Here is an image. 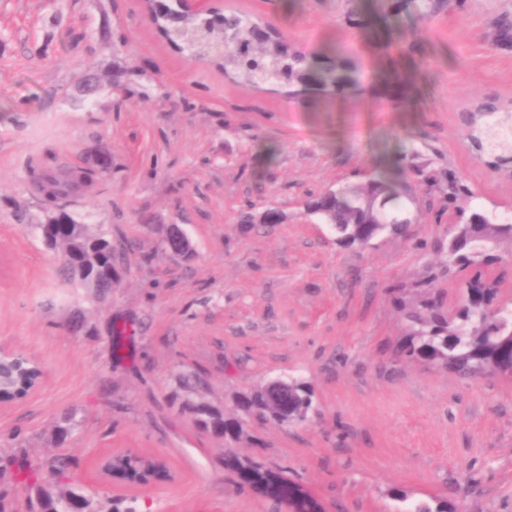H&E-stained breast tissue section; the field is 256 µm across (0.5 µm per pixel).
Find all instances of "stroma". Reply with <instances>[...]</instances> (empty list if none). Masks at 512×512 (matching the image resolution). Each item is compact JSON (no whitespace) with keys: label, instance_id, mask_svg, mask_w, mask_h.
Returning a JSON list of instances; mask_svg holds the SVG:
<instances>
[{"label":"stroma","instance_id":"1","mask_svg":"<svg viewBox=\"0 0 512 512\" xmlns=\"http://www.w3.org/2000/svg\"><path fill=\"white\" fill-rule=\"evenodd\" d=\"M274 24L315 60L337 54L357 89L291 98L255 90L173 50L142 0H0V347L38 362L41 385L0 404V512H31L16 461L43 468L62 455L73 485L137 512H288L224 468L222 437L181 408L184 372L227 416L240 394L277 378L314 390L299 424L246 420L233 448L298 479L326 512H394L399 487L417 500L451 496L462 512H512V378H464L398 354L407 299L446 252L451 211L439 195L416 205L403 235L365 248L337 243L307 215L310 197L358 184L375 164L467 181L476 205L512 215V177L487 169L460 115L472 102L512 100V49L493 47L512 0H448L430 20H392L393 0H213ZM414 63L406 98L386 92L388 42ZM94 64L93 100L75 79ZM131 69L126 90L106 82ZM274 144V159L261 143ZM112 157L110 175L64 202L75 220L112 235V291L98 298L63 270L35 225L42 196L31 170ZM273 206L280 224H246ZM31 221L17 223L18 212ZM191 261L165 251L171 225ZM127 326L120 354L113 323ZM76 413L73 435L53 427ZM164 458L171 482L104 485L106 451ZM50 480V473L42 475Z\"/></svg>","mask_w":512,"mask_h":512}]
</instances>
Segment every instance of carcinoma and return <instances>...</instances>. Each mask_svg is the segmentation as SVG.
<instances>
[{
    "label": "carcinoma",
    "mask_w": 512,
    "mask_h": 512,
    "mask_svg": "<svg viewBox=\"0 0 512 512\" xmlns=\"http://www.w3.org/2000/svg\"><path fill=\"white\" fill-rule=\"evenodd\" d=\"M400 2L401 9L423 18L442 8L447 0ZM152 9L157 33L174 49L195 60H208L226 73L236 72L256 86L280 84L288 88L289 96L297 97L313 89L333 92L357 85L353 68L346 62L317 63L292 47L276 29L246 13L184 14L177 0H157ZM511 43L512 20L506 16L495 33L494 45ZM476 140L479 150L491 156L489 164L498 167L512 162V150L494 149L479 136ZM42 186L46 200L56 203L69 194L74 179L68 175L45 176ZM475 198L468 184L448 174L445 199L454 221L438 268L448 279L461 284L462 299L453 312L444 310L427 280L420 284L418 297L410 302L403 297V289H395L396 310L407 328L399 352L464 377L512 370V303L501 302L497 284L484 278V269L502 260L500 243L512 242V220L500 219L473 205ZM413 202L415 198L398 186L396 174L376 169L363 184L330 189L308 201L306 207L332 227L339 243L365 247L384 232H404L407 225L399 220L407 204ZM37 230L49 245L60 249L63 266L72 279L95 289L101 297L112 290V238L103 226L94 228L71 217L61 228L39 224ZM5 370L8 376L0 382V396L7 400L25 396L41 375L32 360L16 364L7 359ZM288 387V422L299 423L312 409L314 394L307 382L296 378L288 379ZM266 407L261 391L241 394L237 401L240 415L235 417L225 416L205 401L188 399L183 403L200 427L224 437L229 444L244 434L242 417L258 418ZM76 426L75 414L66 412L57 421L55 434L63 441ZM49 468L55 484L43 486L36 484V469L24 463L18 465V475L36 485L39 512H79L86 502L92 512H98L93 498L84 493L59 491V487L69 485L66 458H54ZM224 469L235 473L241 486L277 502L287 505L304 497L308 512H323L319 502L298 482L257 456L229 451L224 454ZM391 496L399 503L396 512H458L456 503L446 497H434L429 503L413 500L402 490L391 491Z\"/></svg>",
    "instance_id": "1"
}]
</instances>
